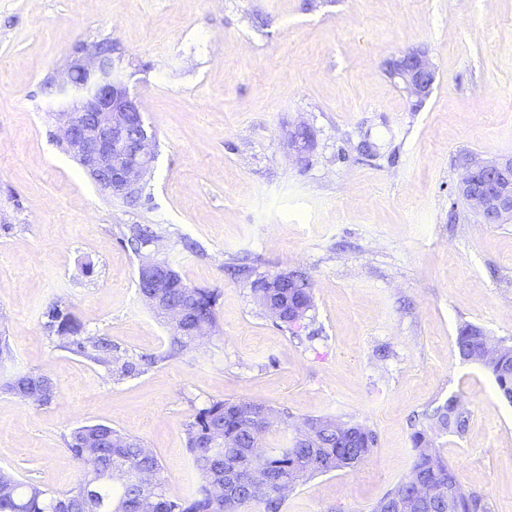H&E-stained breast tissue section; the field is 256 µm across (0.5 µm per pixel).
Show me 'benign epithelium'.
<instances>
[{
  "mask_svg": "<svg viewBox=\"0 0 512 512\" xmlns=\"http://www.w3.org/2000/svg\"><path fill=\"white\" fill-rule=\"evenodd\" d=\"M388 74L402 82L419 108L431 95L437 71L423 50L387 60ZM65 105L56 113L60 139L90 178L105 192L124 200H138L143 179L155 159L156 133L146 124L137 98L122 74V58L110 45L98 44L74 58L55 87ZM311 133L305 126L289 134L298 158L309 150ZM484 224H504L512 218V157H469L456 187ZM294 271L261 278L256 288H286ZM177 272L166 262L145 257L139 265L141 294L160 309L181 332L189 331L186 310L168 300Z\"/></svg>",
  "mask_w": 512,
  "mask_h": 512,
  "instance_id": "obj_1",
  "label": "benign epithelium"
}]
</instances>
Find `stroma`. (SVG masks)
<instances>
[{
    "mask_svg": "<svg viewBox=\"0 0 512 512\" xmlns=\"http://www.w3.org/2000/svg\"><path fill=\"white\" fill-rule=\"evenodd\" d=\"M109 42L157 136L140 200L95 185L58 140L50 94L75 51ZM421 49V107L384 61ZM311 128L305 160L288 132ZM512 156V0H0V381L49 377L50 404L0 391V470L65 492L82 477L71 431L102 423L157 457L170 499L199 482L186 426L216 400L278 416L290 444L329 417L372 430L370 458L290 491L282 512H371L410 470V436L456 398L436 438L465 491L512 512V403L463 359L460 326L512 344V222L479 224L455 193L465 156ZM130 224L189 286L217 294L215 335L122 376L60 348L67 308L124 360L163 353L171 325L141 298ZM199 246L183 250L182 239ZM247 258L249 279L231 276ZM304 272L313 306L275 322L252 280Z\"/></svg>",
    "mask_w": 512,
    "mask_h": 512,
    "instance_id": "stroma-1",
    "label": "stroma"
}]
</instances>
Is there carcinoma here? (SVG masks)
<instances>
[{"label":"carcinoma","instance_id":"cac0c4a2","mask_svg":"<svg viewBox=\"0 0 512 512\" xmlns=\"http://www.w3.org/2000/svg\"><path fill=\"white\" fill-rule=\"evenodd\" d=\"M153 237L150 227L142 224H131L123 231V238L137 252L152 242ZM167 295L173 303L190 309L194 329L202 331L216 326L218 296L214 292L190 287L180 279L167 289ZM285 298L290 304H303L305 313L310 310L313 292L304 273L297 274ZM46 317V325L55 331L59 347L112 369V345L101 338L82 335L80 324L67 309L54 305L46 312ZM485 340L487 337L480 328L465 324L459 327L456 347L463 359L471 361L475 350ZM192 345L193 337L175 331L163 356L145 357L140 362L125 360L117 371L123 376L131 375L144 364L152 365L187 353ZM480 364L494 377L502 395L512 396V347L500 348L495 357L482 360ZM454 403L450 398L425 415L426 427L415 430L411 436L416 455L410 471L375 503L372 512H385L387 505L396 501L407 503L406 512H417L413 494L419 485L435 489L448 484L455 476L454 469L434 448V435L445 431L459 433L466 427L467 419L454 409ZM237 408L236 402L214 401L187 425V446L200 485L180 503L169 499L158 479L152 490L143 492L111 478L115 471L132 469L150 471L156 476L160 464L140 440L116 430L107 434L95 425H84L71 431L67 450L76 460L84 443H94L98 451L96 477L89 479L84 474L75 487L57 492L25 483L0 470V512H245L250 505L258 506V512H281L284 498L245 482L235 487L231 496L212 494V486L224 484V459L216 457L214 450L208 447L219 429L224 434L221 452L229 456L242 475L260 469L279 485L290 488L306 477L355 468L372 453L373 432L361 425L346 423L339 433L330 427L319 429L306 448L293 445L266 449L262 455L255 456L251 449L259 447L267 428L255 426L251 419L237 412ZM448 508L451 512H488L482 496L465 492L455 495L452 506L440 505L435 512H445Z\"/></svg>","mask_w":512,"mask_h":512}]
</instances>
